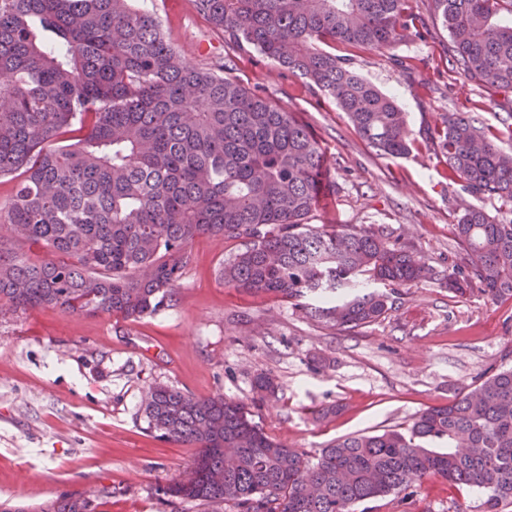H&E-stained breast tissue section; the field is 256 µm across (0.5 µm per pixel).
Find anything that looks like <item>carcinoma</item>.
Instances as JSON below:
<instances>
[{
  "label": "carcinoma",
  "instance_id": "1",
  "mask_svg": "<svg viewBox=\"0 0 512 512\" xmlns=\"http://www.w3.org/2000/svg\"><path fill=\"white\" fill-rule=\"evenodd\" d=\"M230 44L250 47L333 98L371 147L409 155L395 100L322 49L383 50L418 34L411 0H194ZM452 41L451 68L512 92V0H430ZM448 177L512 205V151L469 116L433 135ZM322 147L296 113L234 76L188 64L135 0H0V307H53L137 321L168 306L203 237L240 242L220 268L229 288L270 294L332 326L374 323L393 293L432 277L411 253L366 228L309 224L322 198ZM448 289L512 297V222L464 207ZM45 258L34 260L28 251ZM390 291L339 297L361 278ZM257 404L279 389L259 374ZM149 429L196 449L160 489L237 512H355L426 476L512 503V368L478 379L406 430L335 440L314 463L276 442L246 404L150 390ZM431 442H445L439 451ZM61 497L39 512H93Z\"/></svg>",
  "mask_w": 512,
  "mask_h": 512
}]
</instances>
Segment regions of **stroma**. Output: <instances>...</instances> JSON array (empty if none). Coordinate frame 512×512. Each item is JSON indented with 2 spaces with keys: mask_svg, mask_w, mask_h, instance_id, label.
<instances>
[{
  "mask_svg": "<svg viewBox=\"0 0 512 512\" xmlns=\"http://www.w3.org/2000/svg\"><path fill=\"white\" fill-rule=\"evenodd\" d=\"M143 6L188 63L230 72L311 127L336 183L314 223L382 232L435 276L399 289L378 322L331 327L287 299L225 287L219 268L238 244L210 237L194 243L175 300L155 315L119 322L57 308L0 312L1 501L34 508L82 496L96 512H205L160 492L185 475L196 451L149 430L143 401L154 385L248 402L254 377L271 374L279 393L255 420L311 460L333 440L408 426L480 376L512 367V298L457 295L446 284L463 205L503 222L512 206L450 180L432 140L449 114L470 110L512 149V93L449 69L450 37L428 4L420 6L421 37L380 52L335 49L406 112L412 150L404 158L370 147L306 80L225 44L193 0ZM373 512H486L485 493L427 477L416 496L388 498Z\"/></svg>",
  "mask_w": 512,
  "mask_h": 512,
  "instance_id": "35a3bbf8",
  "label": "stroma"
}]
</instances>
